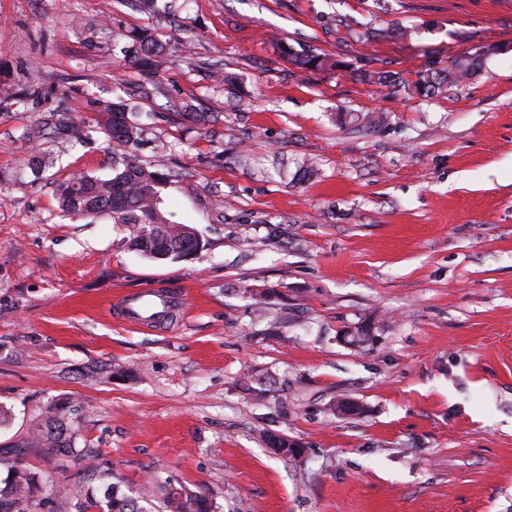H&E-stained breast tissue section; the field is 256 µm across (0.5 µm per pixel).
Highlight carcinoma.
Segmentation results:
<instances>
[{"instance_id": "cac0c4a2", "label": "carcinoma", "mask_w": 512, "mask_h": 512, "mask_svg": "<svg viewBox=\"0 0 512 512\" xmlns=\"http://www.w3.org/2000/svg\"><path fill=\"white\" fill-rule=\"evenodd\" d=\"M133 64L148 78L154 77L160 66L158 44L144 33L130 35ZM288 61L299 71L321 70L329 65L328 59L311 48L288 49ZM476 63L469 58L452 61L439 69L431 62L418 73L414 81L405 79L399 72H375L368 76L373 83L395 92L401 90L419 96L431 97L448 92L475 72ZM105 128L113 142L131 147L139 143L144 128L130 118V109L123 102L106 106ZM112 178L101 180L85 173H74L56 189L57 202L61 210L74 217H96L108 215L115 224H130L133 227L131 247L142 256L154 261L176 260L180 250L199 241L193 228L186 224H172L160 210V188L166 181L164 174L153 170L132 158L122 162ZM64 427L56 416L48 417L35 433L34 442L46 455L81 462L83 455L69 448L62 441ZM260 438L264 445L281 456L297 444L285 434L264 431ZM43 488L36 473L23 465L10 467L0 488V512H30L40 498ZM160 496L164 512H215L214 497L208 492L194 491L182 482L167 478L150 479L141 498L144 500ZM63 496L75 500L76 512H142L139 500L126 495L117 487L96 500L83 492L80 486L64 488Z\"/></svg>"}]
</instances>
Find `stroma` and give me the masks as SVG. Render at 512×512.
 Returning a JSON list of instances; mask_svg holds the SVG:
<instances>
[{
	"label": "stroma",
	"instance_id": "1",
	"mask_svg": "<svg viewBox=\"0 0 512 512\" xmlns=\"http://www.w3.org/2000/svg\"><path fill=\"white\" fill-rule=\"evenodd\" d=\"M369 24L392 37L360 43ZM133 30L166 50L147 99ZM303 46L335 68L297 71ZM474 56L440 96L367 79ZM0 75L25 98L0 102V478L25 449L51 499L31 512H75L62 484L103 498L104 473L129 494L177 478L219 512H512V0H0ZM120 97L144 129L131 152L174 173L160 209L201 238L188 258L58 207L57 182L129 152L100 124ZM179 284L167 325L113 312ZM59 405L89 464L30 446Z\"/></svg>",
	"mask_w": 512,
	"mask_h": 512
}]
</instances>
